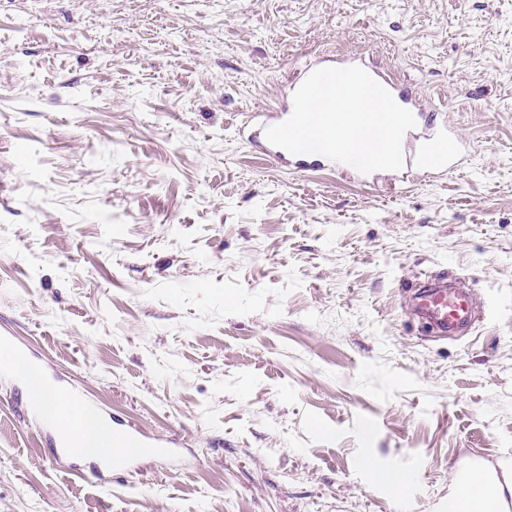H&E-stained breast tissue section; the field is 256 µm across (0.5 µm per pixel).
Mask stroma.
Masks as SVG:
<instances>
[{
  "instance_id": "stroma-1",
  "label": "stroma",
  "mask_w": 512,
  "mask_h": 512,
  "mask_svg": "<svg viewBox=\"0 0 512 512\" xmlns=\"http://www.w3.org/2000/svg\"><path fill=\"white\" fill-rule=\"evenodd\" d=\"M328 55L471 164L390 191L247 144ZM442 274L468 335L411 313ZM0 336L195 453L77 477L0 382V512H448L512 455V0H0Z\"/></svg>"
}]
</instances>
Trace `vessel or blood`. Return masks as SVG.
Masks as SVG:
<instances>
[{"mask_svg": "<svg viewBox=\"0 0 512 512\" xmlns=\"http://www.w3.org/2000/svg\"><path fill=\"white\" fill-rule=\"evenodd\" d=\"M369 74L391 93L399 105L410 110L416 119L415 127L406 132L402 139L404 167L393 172V179L406 178L409 172L415 170L439 174L461 168L469 144L458 130L447 123L438 124L434 119L428 118L421 105L414 100L408 87L395 82L377 69H370ZM292 111V103L287 102L255 117L249 135L250 140L264 141L266 128L285 121ZM271 154L275 160L298 173L331 166L338 167L339 171L349 175L355 172L354 167L344 163L332 164L330 159L319 154L295 155L276 146L272 147ZM413 296L418 300L420 307L426 310L440 334L467 332L478 319V311L462 286L453 283L444 286L436 281H425L415 285ZM22 356L20 349L1 337L0 376L14 378V365ZM47 383L73 410L82 412L90 409L89 400L77 386L65 382L56 375L48 377ZM31 414L41 427L46 429L58 458L74 465L78 464L82 459V441L78 425H71L66 430L61 429L57 421L46 416L37 405L32 407ZM112 436L122 443L125 452L113 458H97L94 470L96 477L101 478L119 472L132 460L148 452L150 443L138 427L116 423L112 428ZM511 479L512 460L507 458L480 477L478 483L473 485L468 498L457 501V512H512V495H501L496 491L497 486L506 485Z\"/></svg>", "mask_w": 512, "mask_h": 512, "instance_id": "b4317fda", "label": "vessel or blood"}]
</instances>
